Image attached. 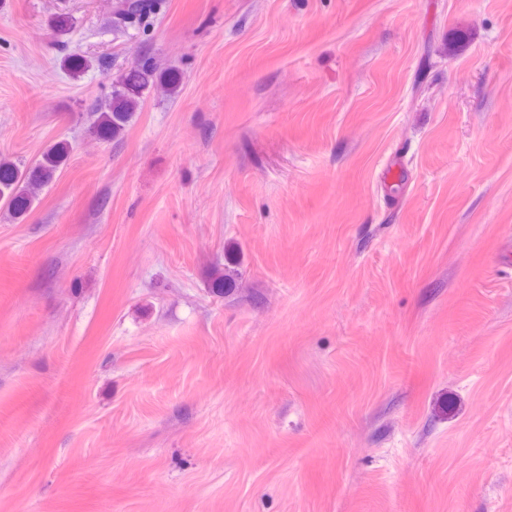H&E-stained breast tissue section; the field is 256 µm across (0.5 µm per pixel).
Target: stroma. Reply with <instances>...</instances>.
<instances>
[{
    "label": "stroma",
    "mask_w": 512,
    "mask_h": 512,
    "mask_svg": "<svg viewBox=\"0 0 512 512\" xmlns=\"http://www.w3.org/2000/svg\"><path fill=\"white\" fill-rule=\"evenodd\" d=\"M111 16L0 0V159L72 147L0 204V512H512V0ZM181 85L182 77L177 70H160L155 58L149 55L137 57L112 79L109 94L91 110L94 133L107 141L119 139L146 92L160 88L175 97ZM71 147L59 141L47 147L31 164H17L0 159V201L17 217L32 208L42 190L53 183L63 169Z\"/></svg>",
    "instance_id": "1"
}]
</instances>
